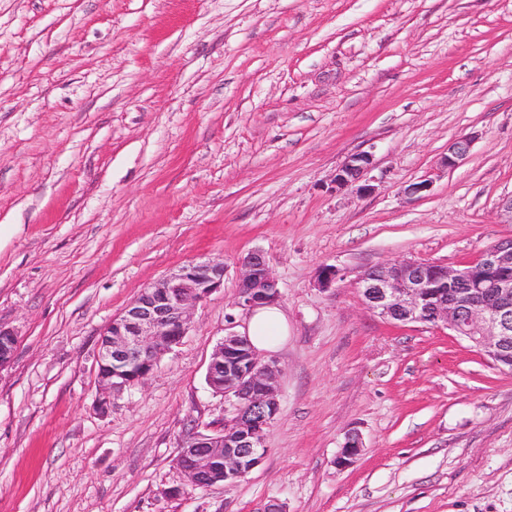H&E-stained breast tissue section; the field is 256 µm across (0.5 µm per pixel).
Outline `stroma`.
Wrapping results in <instances>:
<instances>
[{
  "label": "stroma",
  "mask_w": 512,
  "mask_h": 512,
  "mask_svg": "<svg viewBox=\"0 0 512 512\" xmlns=\"http://www.w3.org/2000/svg\"><path fill=\"white\" fill-rule=\"evenodd\" d=\"M360 152L372 192L336 189ZM510 194L512 0H0V512H512V372L358 288L512 238ZM254 251L289 325L268 453L168 496L182 443L224 421L206 374ZM205 259L223 288L100 409L103 329ZM473 138L463 136L456 139L448 147V155L444 156L443 164L447 168H454L459 166L467 158L471 147ZM363 448L362 439L357 433H350L346 436V440L341 451L336 456L335 464L338 468H347L351 466L357 457L361 454Z\"/></svg>",
  "instance_id": "obj_1"
}]
</instances>
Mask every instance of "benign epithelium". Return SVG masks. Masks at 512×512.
I'll return each mask as SVG.
<instances>
[{"mask_svg":"<svg viewBox=\"0 0 512 512\" xmlns=\"http://www.w3.org/2000/svg\"><path fill=\"white\" fill-rule=\"evenodd\" d=\"M473 138L463 136L448 147L443 164L459 166L467 158ZM372 155H350L338 168V189L372 192L366 180ZM341 274L322 268L318 287H335ZM435 284L448 285L437 291ZM224 286V263L203 260L180 267L144 289L104 328L98 343L97 378L100 409L108 408L112 392L141 382L161 357L187 334L191 307ZM368 310L390 321L446 327L479 347L497 368L512 369V238L483 251L461 269L419 260H402L372 267L359 277ZM280 291L264 256L248 255L241 264L238 304L251 309L275 304ZM15 333L0 326V368L11 363ZM281 369L266 362L231 330L216 346L207 371L211 390L231 407L224 424L186 440L177 458L187 486L206 489L232 485L257 467L268 452L269 429L279 413L278 378ZM362 439L350 433L335 464L351 466L361 454ZM224 459V481L213 476L212 461Z\"/></svg>","mask_w":512,"mask_h":512,"instance_id":"obj_1","label":"benign epithelium"}]
</instances>
